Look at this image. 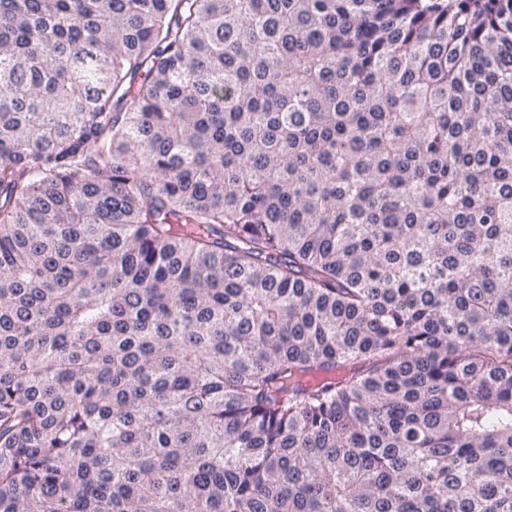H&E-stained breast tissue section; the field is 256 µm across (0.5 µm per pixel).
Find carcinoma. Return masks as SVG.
<instances>
[{"instance_id":"carcinoma-1","label":"carcinoma","mask_w":512,"mask_h":512,"mask_svg":"<svg viewBox=\"0 0 512 512\" xmlns=\"http://www.w3.org/2000/svg\"><path fill=\"white\" fill-rule=\"evenodd\" d=\"M0 512H512V0H0Z\"/></svg>"}]
</instances>
